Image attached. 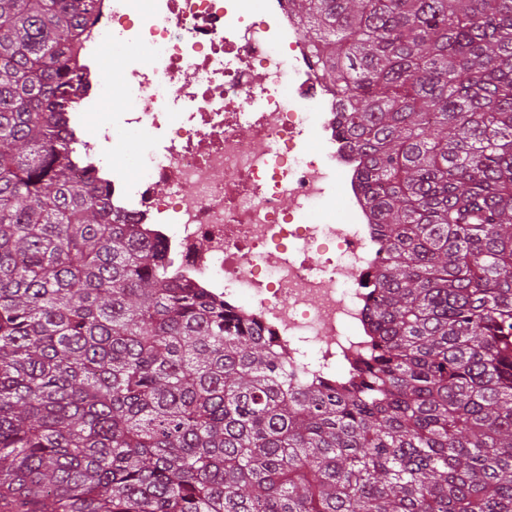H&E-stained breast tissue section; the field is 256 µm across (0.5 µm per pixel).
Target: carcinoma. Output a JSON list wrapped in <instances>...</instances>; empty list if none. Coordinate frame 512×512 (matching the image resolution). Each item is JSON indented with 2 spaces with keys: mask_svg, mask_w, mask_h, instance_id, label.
Wrapping results in <instances>:
<instances>
[{
  "mask_svg": "<svg viewBox=\"0 0 512 512\" xmlns=\"http://www.w3.org/2000/svg\"><path fill=\"white\" fill-rule=\"evenodd\" d=\"M387 260L306 385L73 176L94 0H0V512H512V0H288Z\"/></svg>",
  "mask_w": 512,
  "mask_h": 512,
  "instance_id": "cac0c4a2",
  "label": "carcinoma"
}]
</instances>
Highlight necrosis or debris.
Instances as JSON below:
<instances>
[{
	"label": "necrosis or debris",
	"mask_w": 512,
	"mask_h": 512,
	"mask_svg": "<svg viewBox=\"0 0 512 512\" xmlns=\"http://www.w3.org/2000/svg\"><path fill=\"white\" fill-rule=\"evenodd\" d=\"M115 42L128 52L110 76ZM73 59L74 175L106 185L113 214L160 241L183 280L272 335L296 378H344L372 344L386 251L342 103L288 0H96ZM122 132L142 142L130 169L112 164ZM336 194L344 217L305 222Z\"/></svg>",
	"instance_id": "necrosis-or-debris-1"
}]
</instances>
